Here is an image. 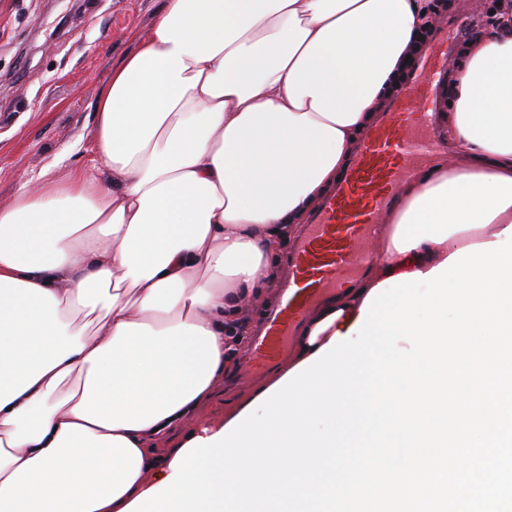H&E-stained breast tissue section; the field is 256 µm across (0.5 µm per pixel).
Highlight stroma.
Segmentation results:
<instances>
[{
  "label": "stroma",
  "instance_id": "obj_1",
  "mask_svg": "<svg viewBox=\"0 0 512 512\" xmlns=\"http://www.w3.org/2000/svg\"><path fill=\"white\" fill-rule=\"evenodd\" d=\"M445 37L428 50L466 56L475 18L435 0ZM161 0H0V209L22 187L95 173L96 104L113 67L137 46ZM246 345L227 354L224 383L200 407L201 423L223 422L266 374L243 371Z\"/></svg>",
  "mask_w": 512,
  "mask_h": 512
}]
</instances>
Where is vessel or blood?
Here are the masks:
<instances>
[{
  "label": "vessel or blood",
  "mask_w": 512,
  "mask_h": 512,
  "mask_svg": "<svg viewBox=\"0 0 512 512\" xmlns=\"http://www.w3.org/2000/svg\"><path fill=\"white\" fill-rule=\"evenodd\" d=\"M436 69L399 99L374 129L333 196L294 249L277 305L262 322L246 365L271 366L288 342L300 335L309 310L328 293L352 287L379 255L374 247L382 214L396 199L398 184L412 174L410 158L435 150V140L418 135L426 122Z\"/></svg>",
  "instance_id": "vessel-or-blood-1"
}]
</instances>
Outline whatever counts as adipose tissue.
Here are the masks:
<instances>
[{"label":"adipose tissue","instance_id":"obj_1","mask_svg":"<svg viewBox=\"0 0 512 512\" xmlns=\"http://www.w3.org/2000/svg\"><path fill=\"white\" fill-rule=\"evenodd\" d=\"M429 0H164L96 105L98 179L0 210V512H122L170 474L276 281L407 78ZM452 73L449 165L398 189L383 259L308 318L295 363L369 292L512 225V0ZM166 448H158L159 439Z\"/></svg>","mask_w":512,"mask_h":512}]
</instances>
